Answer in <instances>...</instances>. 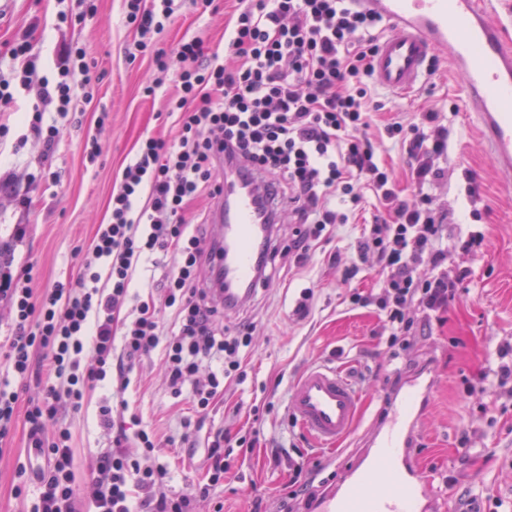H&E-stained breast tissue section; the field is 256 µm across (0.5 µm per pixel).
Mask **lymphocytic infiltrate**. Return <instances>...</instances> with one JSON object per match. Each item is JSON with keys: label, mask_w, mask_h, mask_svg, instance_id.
Segmentation results:
<instances>
[{"label": "lymphocytic infiltrate", "mask_w": 512, "mask_h": 512, "mask_svg": "<svg viewBox=\"0 0 512 512\" xmlns=\"http://www.w3.org/2000/svg\"><path fill=\"white\" fill-rule=\"evenodd\" d=\"M178 8L177 0L125 5L138 35L129 58L152 56L145 94L156 95L168 74L177 76L167 101L180 125L177 143H141L112 189L111 220L98 226L76 279L56 281L39 294L32 268L0 262V303L9 312L0 341V441L25 418L28 445L47 462L30 512H83L71 435L57 426L58 413L80 411L86 391L106 380L124 393L136 368L157 351L171 395L189 400L195 427L205 432L206 481L188 493H166L169 472L154 455L155 429L127 433L116 426L113 406L104 405L98 422L111 430L112 447L101 455L93 481L95 512H196L197 502L223 485L234 448L258 443L255 434L234 439L205 427L225 385L245 382L244 354L256 329L248 320L224 328V282L215 270L223 248L185 213L197 196L221 195L217 169L279 202L297 226L288 249L299 264L337 226L354 223L353 205L375 197L380 208L362 226L355 250L378 270L380 291L349 299L377 308L392 345L411 331L410 310L427 320L455 298L464 275L448 269L451 248L476 253L484 246L479 231L449 242L445 213L433 205L429 189L444 179L438 161L448 155L449 129L439 112L384 127L388 139L407 149L412 195L397 190L377 154L369 130L382 105L368 86L382 26L377 15L352 0H241L223 52L208 53L197 37L162 47ZM32 50L29 33L12 41L13 66L0 73V107L13 103L16 89L34 92L29 129L50 151L59 121L71 120L79 101H92L95 86L85 48L64 50L55 82L38 77ZM146 262L168 268L161 294L123 313L133 274ZM165 309L175 313L168 331L160 320ZM24 390L30 398L23 407Z\"/></svg>", "instance_id": "1"}]
</instances>
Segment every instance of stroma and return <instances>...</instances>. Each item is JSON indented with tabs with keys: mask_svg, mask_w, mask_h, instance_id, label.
Wrapping results in <instances>:
<instances>
[{
	"mask_svg": "<svg viewBox=\"0 0 512 512\" xmlns=\"http://www.w3.org/2000/svg\"><path fill=\"white\" fill-rule=\"evenodd\" d=\"M97 12L73 27L58 20L59 11L77 10L76 0H0V48L22 28L34 30L38 75L55 79L63 48H86L90 74L98 82L94 100L85 105L79 124L64 127L53 152L28 138L25 112L30 95L18 94L10 109L0 112V124L10 132L0 139V243L9 240L14 225H28L26 239L16 243L17 263H33L35 288L44 292L55 281L75 276L78 252L87 251L97 225L107 223L112 188L140 143L149 137L174 142L178 128L165 112L175 75L155 98L142 94L152 67L149 58L129 60L126 49L136 33L124 23V0H95ZM232 0H214L204 9L185 0L180 15L167 26L163 40L176 44L185 37L202 39L206 51L223 49L224 30L233 12ZM434 72L419 88L401 95L373 87L385 108L374 116L375 127L388 119L409 122L431 108L441 112L450 130L451 167L448 180L436 190L437 207L447 209L449 225L483 232L484 254L456 253L454 266L468 276L447 312L431 317L413 330L398 359H391L382 336V321L374 307L352 305L350 292H377L379 277L362 270L351 285L343 274L355 258V226H346L322 248L313 250L307 266L295 268L287 256L276 260L280 275L260 287L252 318L257 325L254 347L247 355L245 383L227 388L221 405L211 413L215 426L230 433L253 425L254 402L268 403L264 433L248 452L234 451L224 481V512H253L263 497L265 512H277L281 489L290 483L312 484L315 492L335 484L357 462L364 445L386 416L391 396L406 376L430 368L436 376L433 396L419 425L413 453L430 468L438 488L441 512H512V395H470L481 373L495 362L498 347L512 339V187L499 177L492 155L482 142L477 121L464 105V84L442 55L430 61ZM112 114V124L98 129L100 108ZM97 136L102 154L88 163L86 137ZM23 149H16L20 137ZM57 173V183L36 182L41 171ZM481 189L480 199L467 194L469 182ZM31 198L30 209L18 208L16 197ZM339 254L331 264L330 254ZM313 288L314 299L305 317L293 309L302 291ZM313 365L343 367L363 397L360 421L340 451L312 445L294 427L286 395L299 374ZM107 395L96 387L81 412H68L60 421L72 434L75 484L90 495L98 458L110 439L97 426V414ZM129 431L155 428L161 443L155 456L172 473L169 490L198 483L204 475V440L187 441L191 414L188 401L173 398L159 354L145 360L138 379L124 394ZM280 449L277 464H269L271 449ZM34 455L28 448L24 421L0 451V512H28L31 498L13 493L20 466Z\"/></svg>",
	"mask_w": 512,
	"mask_h": 512,
	"instance_id": "35a3bbf8",
	"label": "stroma"
}]
</instances>
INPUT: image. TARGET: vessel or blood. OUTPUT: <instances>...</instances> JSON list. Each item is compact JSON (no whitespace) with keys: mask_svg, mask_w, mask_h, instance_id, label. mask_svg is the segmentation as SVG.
Segmentation results:
<instances>
[{"mask_svg":"<svg viewBox=\"0 0 512 512\" xmlns=\"http://www.w3.org/2000/svg\"><path fill=\"white\" fill-rule=\"evenodd\" d=\"M392 28L381 39L372 77L382 89L402 94L423 83L435 50H448L453 71L463 74L469 104L501 179L512 183V47L501 38L492 0H353ZM224 246L220 264L224 299L243 300L267 239L269 209L225 182L214 216ZM432 380H413L377 427L362 463L317 512H435L439 496L428 469L408 457ZM361 394L336 366L306 370L289 392L292 420L321 449L340 446L355 431Z\"/></svg>","mask_w":512,"mask_h":512,"instance_id":"vessel-or-blood-1","label":"vessel or blood"}]
</instances>
